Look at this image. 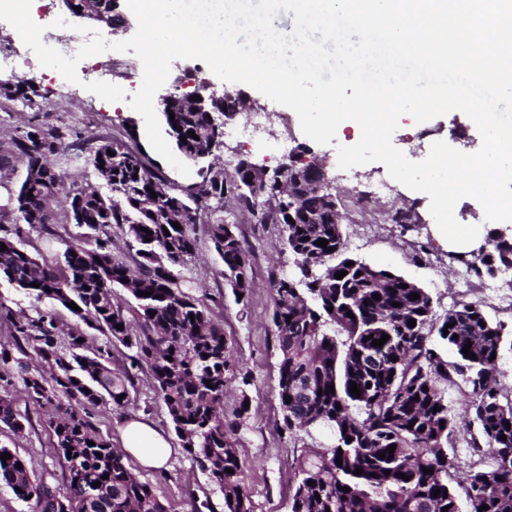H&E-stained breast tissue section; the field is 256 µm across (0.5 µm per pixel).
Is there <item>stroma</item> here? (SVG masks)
<instances>
[{
  "mask_svg": "<svg viewBox=\"0 0 512 512\" xmlns=\"http://www.w3.org/2000/svg\"><path fill=\"white\" fill-rule=\"evenodd\" d=\"M22 40L7 22L0 21V49L19 47ZM17 72L27 73L45 104L43 111L29 110L16 98L0 93V143L8 144L12 137L27 130L29 124L47 127L69 126L95 136L123 139L131 147L142 149L147 163L160 170L170 187L190 186L199 180L198 174L181 175L150 146L144 122L125 101L108 102L82 86L67 83L56 71L42 67L37 58L21 51L15 59ZM252 97L272 117H287L293 144L310 146L314 155L326 157L325 169L334 179L337 191L349 192L347 182L340 180L333 160L337 145L351 146L359 136L352 128H345L336 136V145L311 143L301 131L294 111L277 104L260 92ZM412 124L411 132L396 131L392 141L407 158L421 160L434 141L443 140L453 148L465 152L475 147L482 136L469 116L460 110L451 111L423 124H413L411 116L401 118ZM23 162L0 169V229L20 231L25 247L40 252L47 258L62 259L67 245L83 244L100 237L110 238L112 251L129 266H136L139 258L135 248L118 226L100 230L82 231L75 225L60 221L54 227V238L29 227H17L16 212L8 199L24 179ZM414 205L421 221L402 226L392 222L390 206ZM348 200H341L343 238L349 254L366 259L372 264L393 270L415 282L431 297L437 316L463 303H478L493 318L501 321L506 334H512V271L495 278L477 279L465 271L463 264L448 256V246L437 233L430 212L427 194L393 183L387 206L364 212L348 209ZM254 276V289L247 313H240L229 288L224 283V265L212 248L207 225L197 227V251L194 257L175 267L177 277L192 285L196 297L203 299L214 317L224 325V334L232 354L247 365L251 381L246 387L232 385L224 398V418L232 420L241 397H248L249 427L241 436L238 447L245 466L253 512H288V500L294 486V444L279 429L281 418L278 405L277 382L279 352L271 323L273 308L272 283L276 276L291 273L293 257L285 252L274 225H261L259 230L246 235ZM425 245V253H415L412 243ZM54 314L61 329L77 327L76 318L50 299H35L0 279V350L21 361L29 370H38L42 360L33 350L19 351L11 335V322L18 318L36 319ZM11 391L18 409L27 410L29 421L22 433L0 430V444L8 446L26 464L29 475L36 480L54 484L61 481V467L51 446L52 433L48 426L50 407L27 408L20 377H13ZM144 416L166 434L174 429L161 397L154 390L147 370H140L136 391L131 392L128 405L115 407L101 404L88 410V418L99 434L119 440L118 428L123 418ZM141 480L156 490L167 512H224V499L199 465L184 452H177L168 470L140 471Z\"/></svg>",
  "mask_w": 512,
  "mask_h": 512,
  "instance_id": "1",
  "label": "stroma"
}]
</instances>
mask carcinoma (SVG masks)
Masks as SVG:
<instances>
[{"label":"carcinoma","mask_w":512,"mask_h":512,"mask_svg":"<svg viewBox=\"0 0 512 512\" xmlns=\"http://www.w3.org/2000/svg\"><path fill=\"white\" fill-rule=\"evenodd\" d=\"M173 94L171 112L162 113L165 132L183 157H193L215 134L213 113L194 109L176 90ZM15 95L31 110H43L35 88L19 84ZM90 142L92 138L71 129L32 125L0 149V168L14 158L40 171L52 167L49 157L60 149L77 158L87 152L111 190L103 195L65 187L40 175L22 182L14 207L23 223L48 235L59 211L79 226H119L137 247L139 271L116 259L99 239L90 248L67 247L61 263L32 253L5 234L0 235V245H6L0 251V279L65 309L75 303L79 310L71 313L77 320L135 354L129 356V366L114 369L110 350L86 354L85 334L78 329L68 334L69 354L60 353L52 316L13 321L15 340H24L47 365L34 372L21 364L18 368L27 401L55 409L49 427L63 483L31 479L27 468L16 467L21 459L15 454L0 460V482L21 488L19 497L34 501L36 512H55L56 493L69 501L71 512H166L155 489L123 462V449L102 437L85 415L89 407L106 401L125 406L137 370L145 364L181 448L223 494L224 512H252L236 438L249 418L247 395H242L234 421H224L222 413L229 385H249L250 373L229 350L223 325L169 267L193 254L197 224H208L224 272L234 276L229 288L235 302L246 312L253 272L241 279L235 271L251 264L249 248L237 224L224 223L214 210L201 215L199 208L208 200L222 206L231 197L238 211L255 214L263 224L283 218L282 202L272 191L268 214L256 212L245 177L230 183L224 168L213 165L200 174L199 183L175 193L150 168L144 153L125 141ZM298 194V223L280 225L296 271L274 281L271 318L280 357L281 431L303 441L289 512H479L484 505L489 506L486 512H512V429H506L512 424V395L499 382V362L504 351H512V339L503 324L477 303H464L437 322L424 289L403 288L400 275L347 254L336 208L323 194L315 189ZM163 209L178 218L181 228L158 222L156 215ZM320 239L328 241L327 248L316 245ZM489 269L483 254L467 265L479 279ZM340 271L346 275L338 279ZM118 287L128 290L136 305L115 301L112 289ZM413 293L420 298L411 299ZM375 294L381 299H374ZM412 319L413 327L408 325ZM384 334L388 340L383 346H373L372 340ZM467 343L476 358L462 353ZM393 356L397 361H391ZM8 364L6 352L0 351V424L20 432L29 416L16 407L11 378L4 375ZM352 381L361 390L358 397L350 393ZM329 385L334 391H327ZM450 387L458 388L465 401L461 421L448 404ZM322 434L329 442H316ZM460 434L469 449L464 465L457 454H448V444ZM393 444V458H378ZM358 468L363 474H354ZM400 473L410 480L398 477ZM434 490L441 494L432 495Z\"/></svg>","instance_id":"cac0c4a2"}]
</instances>
